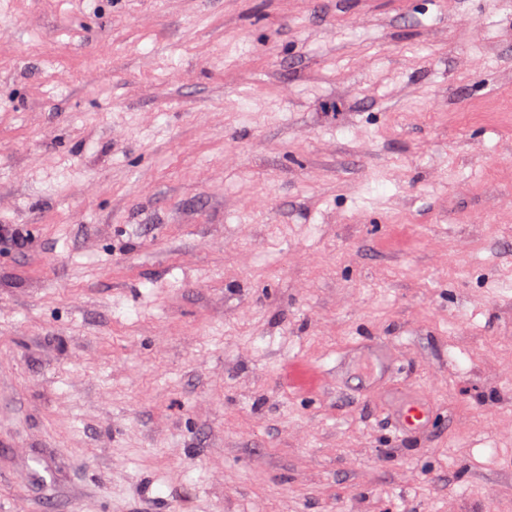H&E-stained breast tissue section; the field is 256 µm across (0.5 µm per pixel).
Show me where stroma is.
Here are the masks:
<instances>
[{
	"label": "stroma",
	"instance_id": "obj_1",
	"mask_svg": "<svg viewBox=\"0 0 512 512\" xmlns=\"http://www.w3.org/2000/svg\"><path fill=\"white\" fill-rule=\"evenodd\" d=\"M3 224L0 512H512V0H0Z\"/></svg>",
	"mask_w": 512,
	"mask_h": 512
}]
</instances>
